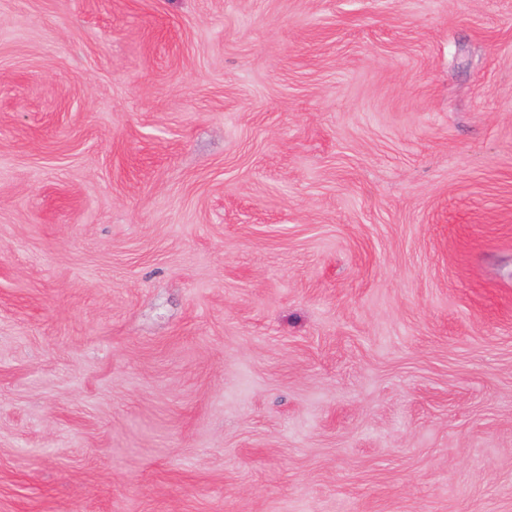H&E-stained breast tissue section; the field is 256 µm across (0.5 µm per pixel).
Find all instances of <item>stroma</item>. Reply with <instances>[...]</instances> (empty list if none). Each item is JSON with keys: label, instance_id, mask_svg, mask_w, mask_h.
Returning a JSON list of instances; mask_svg holds the SVG:
<instances>
[{"label": "stroma", "instance_id": "1", "mask_svg": "<svg viewBox=\"0 0 512 512\" xmlns=\"http://www.w3.org/2000/svg\"><path fill=\"white\" fill-rule=\"evenodd\" d=\"M0 512H512V0H0Z\"/></svg>", "mask_w": 512, "mask_h": 512}]
</instances>
